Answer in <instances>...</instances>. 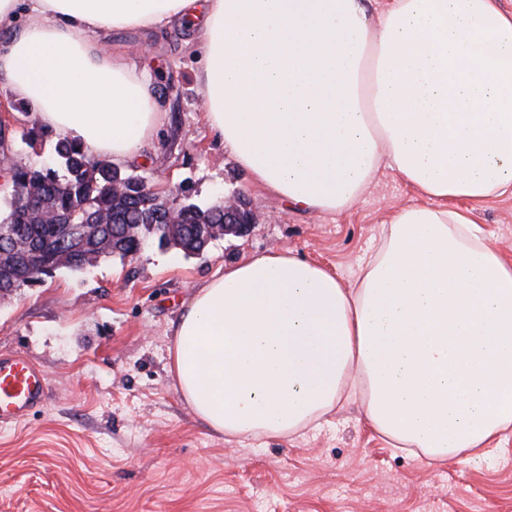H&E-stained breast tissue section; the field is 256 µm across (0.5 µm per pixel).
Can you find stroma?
<instances>
[{
	"label": "stroma",
	"mask_w": 512,
	"mask_h": 512,
	"mask_svg": "<svg viewBox=\"0 0 512 512\" xmlns=\"http://www.w3.org/2000/svg\"><path fill=\"white\" fill-rule=\"evenodd\" d=\"M184 38L152 36L140 61L166 117L142 160L121 170L165 194L185 189L203 209L242 193L260 222L198 257L155 244L0 298V354L26 357L51 382L44 406L0 425V512H512V432L494 453L431 463L392 448L356 399L301 434L243 441L211 432L185 403L168 354L196 288L244 256L282 248L354 282L382 221L416 197L388 172L349 212L287 208L210 129L201 62ZM58 138L32 106L0 95V154L49 164ZM474 219L512 261V197L488 200Z\"/></svg>",
	"instance_id": "obj_1"
}]
</instances>
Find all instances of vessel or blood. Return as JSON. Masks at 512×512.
<instances>
[{
    "instance_id": "obj_1",
    "label": "vessel or blood",
    "mask_w": 512,
    "mask_h": 512,
    "mask_svg": "<svg viewBox=\"0 0 512 512\" xmlns=\"http://www.w3.org/2000/svg\"><path fill=\"white\" fill-rule=\"evenodd\" d=\"M46 374L18 355L0 356V423H15L28 417L47 400Z\"/></svg>"
}]
</instances>
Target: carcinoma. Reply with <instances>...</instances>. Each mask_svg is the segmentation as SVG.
Masks as SVG:
<instances>
[{
	"instance_id": "carcinoma-1",
	"label": "carcinoma",
	"mask_w": 512,
	"mask_h": 512,
	"mask_svg": "<svg viewBox=\"0 0 512 512\" xmlns=\"http://www.w3.org/2000/svg\"><path fill=\"white\" fill-rule=\"evenodd\" d=\"M55 152L64 168V174L49 166L20 165L11 176V193L5 215L0 216V228L11 231L17 240L43 247L41 269L34 273L24 267L23 256L15 249L0 252V292H11L18 288H30L53 276L60 269L79 271L81 265L58 266L56 260V226L40 217L27 207L31 197H38L41 208L61 217L83 218V208H92L97 215L106 219L102 229L87 237V263L100 257L112 255V249L101 246L103 239H112V226L141 224V233L155 237L160 226L166 224L164 201L149 206L142 205L139 188L134 178L120 169L103 161H95L71 141L61 138L55 145ZM116 181L126 184L125 192L116 194L112 186ZM223 215L219 208L201 209L188 204L183 208L181 238L168 245L180 250H198L202 246L199 228L202 224H220Z\"/></svg>"
}]
</instances>
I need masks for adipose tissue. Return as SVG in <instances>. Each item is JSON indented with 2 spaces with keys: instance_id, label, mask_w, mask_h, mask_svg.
I'll return each instance as SVG.
<instances>
[{
  "instance_id": "adipose-tissue-1",
  "label": "adipose tissue",
  "mask_w": 512,
  "mask_h": 512,
  "mask_svg": "<svg viewBox=\"0 0 512 512\" xmlns=\"http://www.w3.org/2000/svg\"><path fill=\"white\" fill-rule=\"evenodd\" d=\"M183 28L205 118L290 209L343 213L381 170L417 201L344 285L284 248L205 281L168 369L232 437L319 422L345 390L433 461L512 430V263L457 199L512 196V12L499 0H0V93L91 157L132 162L164 113L112 32Z\"/></svg>"
}]
</instances>
